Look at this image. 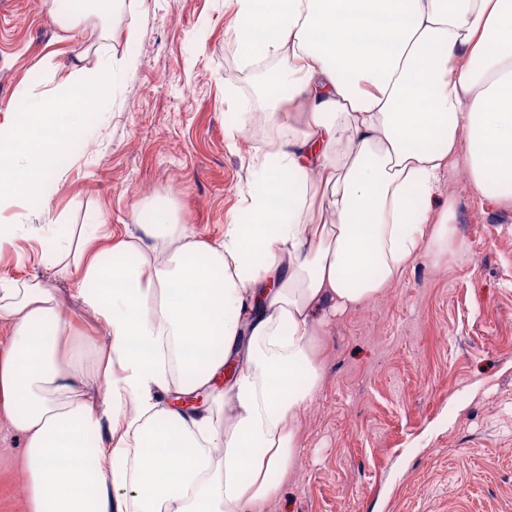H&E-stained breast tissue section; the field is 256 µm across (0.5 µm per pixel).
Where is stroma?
I'll return each instance as SVG.
<instances>
[{"label": "stroma", "mask_w": 512, "mask_h": 512, "mask_svg": "<svg viewBox=\"0 0 512 512\" xmlns=\"http://www.w3.org/2000/svg\"><path fill=\"white\" fill-rule=\"evenodd\" d=\"M232 9L126 0L105 39L97 23L64 29L52 0H0V113L56 87L76 50L90 69L136 57L67 166L0 209V223L18 224L0 248V278H40L78 316L53 262H73L81 225L125 237L138 231L135 211L163 198L197 239L223 238L269 134L263 114L241 115L252 78L229 45ZM450 201L455 246L426 241L400 279L321 337L322 382L265 512H512V209L472 196L460 166L437 209ZM22 445L1 420L0 512H27Z\"/></svg>", "instance_id": "stroma-1"}]
</instances>
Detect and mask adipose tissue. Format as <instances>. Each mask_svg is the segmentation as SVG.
<instances>
[{"label":"adipose tissue","instance_id":"obj_1","mask_svg":"<svg viewBox=\"0 0 512 512\" xmlns=\"http://www.w3.org/2000/svg\"><path fill=\"white\" fill-rule=\"evenodd\" d=\"M228 31L241 66L276 69L255 90L275 135L223 239L155 202L141 236L60 265L98 344L44 281L0 283V418L29 512H261L293 467L319 336L426 239L453 245V207L434 209L449 168L512 207V0H235ZM115 77L73 66L0 117V203L41 189L75 137L59 113L99 111Z\"/></svg>","mask_w":512,"mask_h":512}]
</instances>
